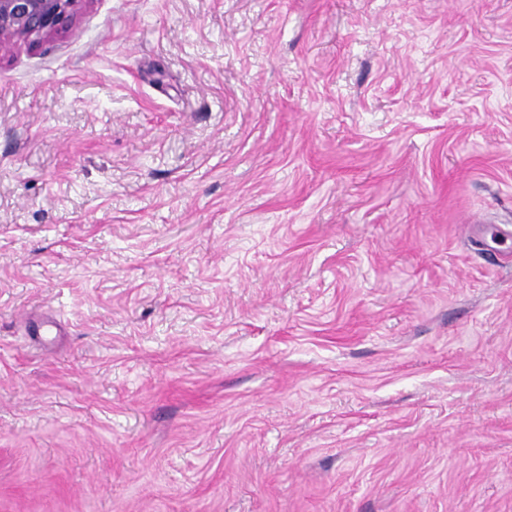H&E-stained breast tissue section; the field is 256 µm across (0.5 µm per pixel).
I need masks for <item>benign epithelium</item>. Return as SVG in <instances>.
Returning a JSON list of instances; mask_svg holds the SVG:
<instances>
[{"label":"benign epithelium","instance_id":"7a95c632","mask_svg":"<svg viewBox=\"0 0 512 512\" xmlns=\"http://www.w3.org/2000/svg\"><path fill=\"white\" fill-rule=\"evenodd\" d=\"M87 0H0V56L61 33Z\"/></svg>","mask_w":512,"mask_h":512}]
</instances>
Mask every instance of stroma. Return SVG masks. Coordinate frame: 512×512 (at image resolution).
<instances>
[{
	"label": "stroma",
	"instance_id": "1",
	"mask_svg": "<svg viewBox=\"0 0 512 512\" xmlns=\"http://www.w3.org/2000/svg\"><path fill=\"white\" fill-rule=\"evenodd\" d=\"M0 512H512V0L0 56Z\"/></svg>",
	"mask_w": 512,
	"mask_h": 512
}]
</instances>
